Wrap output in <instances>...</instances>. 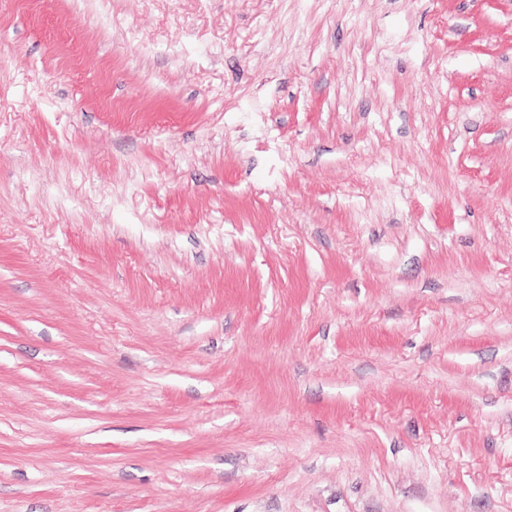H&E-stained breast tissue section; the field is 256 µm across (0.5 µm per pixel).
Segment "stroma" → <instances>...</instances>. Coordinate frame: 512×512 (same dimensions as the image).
<instances>
[{
	"instance_id": "obj_1",
	"label": "stroma",
	"mask_w": 512,
	"mask_h": 512,
	"mask_svg": "<svg viewBox=\"0 0 512 512\" xmlns=\"http://www.w3.org/2000/svg\"><path fill=\"white\" fill-rule=\"evenodd\" d=\"M0 512H512V0H0Z\"/></svg>"
}]
</instances>
